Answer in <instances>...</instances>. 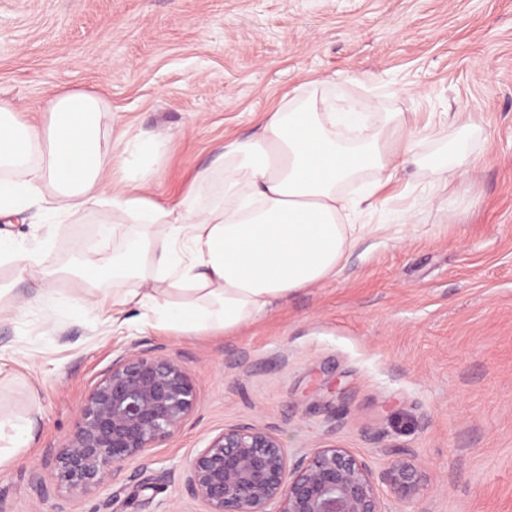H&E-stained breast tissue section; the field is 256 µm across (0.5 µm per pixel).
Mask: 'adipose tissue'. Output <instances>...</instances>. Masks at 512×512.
Wrapping results in <instances>:
<instances>
[{
	"label": "adipose tissue",
	"instance_id": "ef3b65f1",
	"mask_svg": "<svg viewBox=\"0 0 512 512\" xmlns=\"http://www.w3.org/2000/svg\"><path fill=\"white\" fill-rule=\"evenodd\" d=\"M41 122L0 102V218L37 208L46 223L109 201L112 224H135L112 257L121 287L108 318L126 308L153 312L164 326L186 333L238 331L288 297L330 282L364 239L392 237L399 224H356L395 171L416 161L413 118L376 111L362 100L337 111L323 98L267 113L258 133L225 138L216 171H200L175 204L153 199L152 161L165 138L114 135L119 120L92 92L50 95ZM356 195L344 185L362 174ZM75 271L35 270L18 242L0 233V260L15 263L23 294L0 283V319L26 305L50 308L56 283L75 275V300L98 309L105 275L97 249L81 245Z\"/></svg>",
	"mask_w": 512,
	"mask_h": 512
}]
</instances>
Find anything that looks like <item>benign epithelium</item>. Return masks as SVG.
Instances as JSON below:
<instances>
[{
    "label": "benign epithelium",
    "mask_w": 512,
    "mask_h": 512,
    "mask_svg": "<svg viewBox=\"0 0 512 512\" xmlns=\"http://www.w3.org/2000/svg\"><path fill=\"white\" fill-rule=\"evenodd\" d=\"M196 403L193 380L175 360L141 351L113 361L81 406L57 459L58 482L79 494L97 490L172 437ZM184 476L207 512H382L371 468L347 449L321 448L291 465L280 439L254 426L224 429ZM381 478L405 497L419 490L420 472L406 457L391 460Z\"/></svg>",
    "instance_id": "obj_1"
}]
</instances>
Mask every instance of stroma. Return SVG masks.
<instances>
[{
    "label": "stroma",
    "instance_id": "35a3bbf8",
    "mask_svg": "<svg viewBox=\"0 0 512 512\" xmlns=\"http://www.w3.org/2000/svg\"><path fill=\"white\" fill-rule=\"evenodd\" d=\"M92 90L128 136L169 145L153 198L180 200L224 137L297 99H368L416 117L419 165L399 169L336 280L289 297L232 334L186 335L138 310L115 329L72 304L0 322V412L35 413L33 438L0 463V512H205L186 462L222 430L276 434L290 461L337 446L380 472L398 456L424 474L414 500L384 483V512H512V0H0V101L38 111ZM467 153L455 202L426 163ZM0 221L42 265L79 243L111 260L85 212ZM151 349L184 365L196 407L175 435L79 495L56 459L113 361Z\"/></svg>",
    "mask_w": 512,
    "mask_h": 512
}]
</instances>
